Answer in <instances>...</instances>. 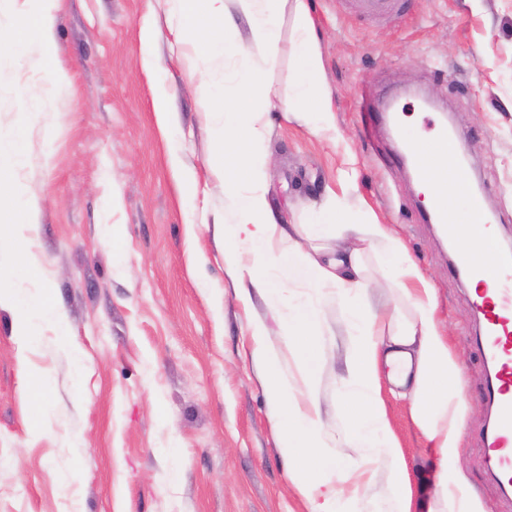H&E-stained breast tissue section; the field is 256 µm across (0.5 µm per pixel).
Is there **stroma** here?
<instances>
[{
    "label": "stroma",
    "mask_w": 512,
    "mask_h": 512,
    "mask_svg": "<svg viewBox=\"0 0 512 512\" xmlns=\"http://www.w3.org/2000/svg\"><path fill=\"white\" fill-rule=\"evenodd\" d=\"M332 111L323 131L281 112L264 115L271 160L268 200L284 223H306L328 193L355 223L390 225L433 284L444 333L460 355L469 412L459 466L488 512H512L483 453L488 370L475 342L479 319L426 205L393 148L380 103L400 96L402 131L435 137L449 121L462 139L493 216L512 240V0H403L402 14H366L359 0H308ZM176 0H58L53 62H40L34 27L9 4L0 29L19 42L0 52V143L25 132L23 198L39 203L31 232L42 267L13 262L1 288H25L60 309L84 357L53 327L15 334L18 312L0 307V512H308L288 479L264 378L247 327L281 335L267 299L236 296L224 268V227L234 211L217 171L214 120L197 77L227 98L242 59L190 77ZM157 39L144 45L143 31ZM294 21L285 14L265 79L294 96ZM153 66H146L145 54ZM38 87L39 97L28 95ZM167 91L168 110L154 99ZM375 105L358 110L359 99ZM370 299L403 306L375 248L364 247ZM317 339L319 399L342 426L348 320L325 305ZM390 429L408 465L413 512H427L434 478L408 400L382 380Z\"/></svg>",
    "instance_id": "35a3bbf8"
}]
</instances>
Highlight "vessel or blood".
Masks as SVG:
<instances>
[{
	"label": "vessel or blood",
	"instance_id": "1",
	"mask_svg": "<svg viewBox=\"0 0 512 512\" xmlns=\"http://www.w3.org/2000/svg\"><path fill=\"white\" fill-rule=\"evenodd\" d=\"M435 143L448 153L447 168L432 171L420 164L415 174L437 183L432 208L437 223L457 245L453 267L471 279H492L498 283L494 298L481 295L476 300L483 315L477 342L489 367L485 397L491 421L485 433L484 453L500 489L512 490V257L498 250L496 243L486 237L482 225L450 223L451 197L468 198L476 210L481 203L471 195L459 144L444 130L438 131Z\"/></svg>",
	"mask_w": 512,
	"mask_h": 512
}]
</instances>
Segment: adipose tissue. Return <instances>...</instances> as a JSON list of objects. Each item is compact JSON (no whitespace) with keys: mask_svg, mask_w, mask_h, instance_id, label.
Segmentation results:
<instances>
[{"mask_svg":"<svg viewBox=\"0 0 512 512\" xmlns=\"http://www.w3.org/2000/svg\"><path fill=\"white\" fill-rule=\"evenodd\" d=\"M188 17V32L204 30L211 38L194 45L192 70L217 58L239 57L247 47L239 40L235 15L248 22L255 52L243 84L249 94L261 97L262 107L221 97L208 80L196 90L203 112L218 113L221 124L212 131L225 157L235 162V174L224 177V191L235 200V221L225 225L224 265L235 279L241 302H249L251 289L262 291L270 305L285 302L271 276L280 262L295 257L303 281L319 293L305 304L288 308L283 320L285 350L270 343L262 322H252L248 333L252 355L265 373L267 398L280 423L282 453L298 459L288 478L305 497L310 512H357L365 487L355 484L350 492L334 488L336 451L347 448L362 455L365 463L384 461L386 490L411 512L412 492L406 464L394 442L381 396V379L403 390L412 416L436 455L430 485L429 512H486L480 497L469 489L458 466V448L468 411L465 382L458 358L440 328L433 286L423 281L414 261L385 224H349L348 206L330 200L314 213L310 223L285 228L274 214L267 192V173L256 146L265 134L264 112L278 110L324 116L331 110L328 96L319 90L321 56L313 34L307 0H177ZM292 4L295 16V76L298 94L288 99L263 85L262 75L277 52L283 7ZM314 241L353 238L381 247L394 262L392 283L405 313L384 319L372 306L365 287L366 265L362 251L353 249L321 260L301 252L299 237ZM344 301L351 322L344 428L330 434L318 399L311 332L320 330L326 297ZM0 303L18 309L20 337L33 335L40 323L63 327L60 312L34 296L0 290Z\"/></svg>","mask_w":512,"mask_h":512,"instance_id":"obj_1","label":"adipose tissue"}]
</instances>
